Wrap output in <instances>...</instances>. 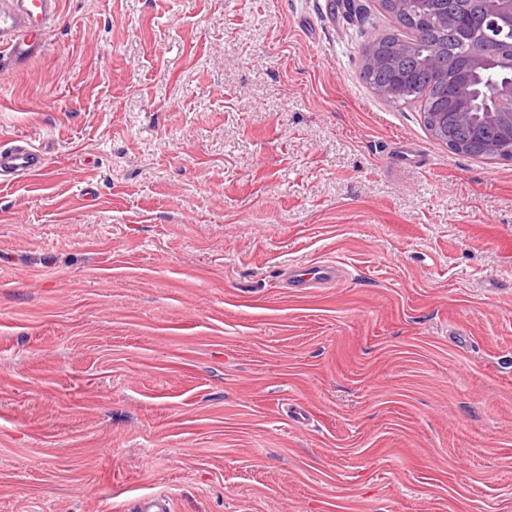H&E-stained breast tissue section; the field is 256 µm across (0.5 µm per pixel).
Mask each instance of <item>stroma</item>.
Returning a JSON list of instances; mask_svg holds the SVG:
<instances>
[{
    "label": "stroma",
    "instance_id": "obj_1",
    "mask_svg": "<svg viewBox=\"0 0 512 512\" xmlns=\"http://www.w3.org/2000/svg\"><path fill=\"white\" fill-rule=\"evenodd\" d=\"M60 2L0 70V512H512V159L362 81L380 0ZM44 154L23 140L0 142V174L7 172L18 177L34 178L46 171ZM338 276V269L333 265H319L308 270L292 269L289 273L294 288H307L314 283H325Z\"/></svg>",
    "mask_w": 512,
    "mask_h": 512
}]
</instances>
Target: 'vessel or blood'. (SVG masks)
<instances>
[{"label":"vessel or blood","instance_id":"obj_1","mask_svg":"<svg viewBox=\"0 0 512 512\" xmlns=\"http://www.w3.org/2000/svg\"><path fill=\"white\" fill-rule=\"evenodd\" d=\"M60 0H0V50L9 62L20 66L39 56L46 42L50 22L59 11ZM44 154L23 140L0 142V173L34 178L46 171ZM338 270L332 265L294 269L291 284L306 288L334 280Z\"/></svg>","mask_w":512,"mask_h":512}]
</instances>
